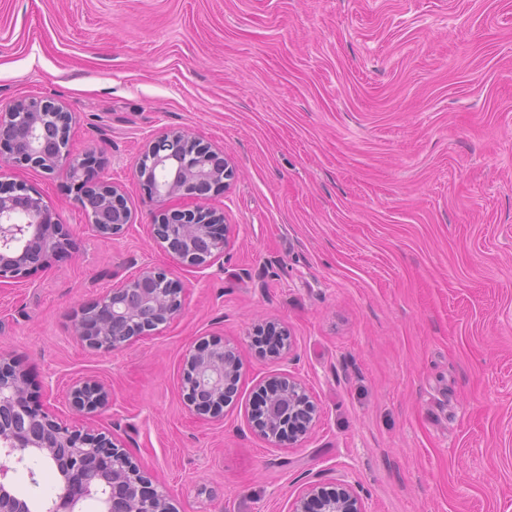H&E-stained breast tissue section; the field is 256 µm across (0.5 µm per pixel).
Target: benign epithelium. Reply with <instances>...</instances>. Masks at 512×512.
Instances as JSON below:
<instances>
[{"label": "benign epithelium", "instance_id": "benign-epithelium-1", "mask_svg": "<svg viewBox=\"0 0 512 512\" xmlns=\"http://www.w3.org/2000/svg\"><path fill=\"white\" fill-rule=\"evenodd\" d=\"M74 116L52 98L18 100L0 110V150L15 165L60 174L77 190L80 208L92 231L117 236L133 223L134 213L124 186L93 181L96 164L89 151L80 159L68 149ZM135 175L155 203L150 230L154 241L180 264L208 269L220 263L230 247L224 211L196 205L172 207L183 195L225 191L236 168L216 148L177 130L151 135L135 164ZM71 248V239L42 198L21 184L0 185V281L25 278ZM184 287L165 270L148 263L139 273L112 285L99 299L83 306L74 323L75 336L96 350H117L147 336L180 311ZM272 336L275 346L264 352L276 359L286 348L288 333L271 321L257 331ZM241 358L233 347L199 345L185 360L183 399L198 415H219L236 396ZM28 372L0 358V512H30L28 502L11 489L12 464L27 455L50 460L59 477L58 490L46 512H173L170 496L153 486L149 474L134 463L123 442L110 434L69 427L35 403ZM260 407L250 423L270 442L304 435L316 416L306 388L284 373L269 375L258 388ZM107 401L97 382L75 385V410L92 413ZM109 491L103 492L102 482ZM289 512H365L348 484L313 483L292 502Z\"/></svg>", "mask_w": 512, "mask_h": 512}]
</instances>
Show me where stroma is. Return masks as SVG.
<instances>
[{"label": "stroma", "instance_id": "obj_1", "mask_svg": "<svg viewBox=\"0 0 512 512\" xmlns=\"http://www.w3.org/2000/svg\"><path fill=\"white\" fill-rule=\"evenodd\" d=\"M32 97L75 114L72 155L94 150L135 212L99 237L65 178L0 157L74 242L0 283V353L49 412L122 438L175 512H288L343 481L366 512H512V0H0V108ZM164 128L236 167L202 199L232 226L223 268L149 235L133 163ZM146 258L185 284L180 313L82 345L81 306ZM268 321L290 333L279 360L251 347ZM202 341L242 360L217 418L183 400ZM275 371L317 406L294 443L250 426ZM86 378L109 400L79 416ZM57 484L34 457L11 480L46 501Z\"/></svg>", "mask_w": 512, "mask_h": 512}]
</instances>
